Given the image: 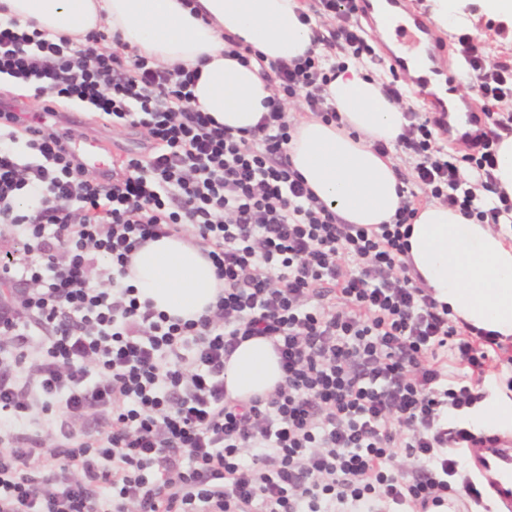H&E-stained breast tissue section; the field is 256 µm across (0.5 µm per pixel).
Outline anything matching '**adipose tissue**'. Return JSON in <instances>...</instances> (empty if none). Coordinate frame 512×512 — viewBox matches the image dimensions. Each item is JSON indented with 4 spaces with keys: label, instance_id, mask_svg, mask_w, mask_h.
Masks as SVG:
<instances>
[{
    "label": "adipose tissue",
    "instance_id": "adipose-tissue-1",
    "mask_svg": "<svg viewBox=\"0 0 512 512\" xmlns=\"http://www.w3.org/2000/svg\"><path fill=\"white\" fill-rule=\"evenodd\" d=\"M0 0L9 15L73 41L107 34L167 68L198 69L194 108L234 134L251 129L271 89L256 62L224 55V34L242 39L266 61L305 55L312 32L298 17L299 0ZM326 93L341 123L308 115L294 126L286 153L293 169L348 224L389 223L400 205L391 157L374 142H395L403 108L383 94L368 63L345 60ZM408 261L423 288L448 306L452 319L512 338V226L494 228L438 203L419 207ZM140 301L171 318L198 319L224 286L191 235L162 237L136 250L125 277ZM283 372L270 340L243 341L224 369L229 398L272 392Z\"/></svg>",
    "mask_w": 512,
    "mask_h": 512
}]
</instances>
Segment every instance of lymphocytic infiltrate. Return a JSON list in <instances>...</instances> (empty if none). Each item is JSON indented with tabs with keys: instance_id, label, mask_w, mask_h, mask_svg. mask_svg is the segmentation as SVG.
Masks as SVG:
<instances>
[{
	"instance_id": "f902f5d3",
	"label": "lymphocytic infiltrate",
	"mask_w": 512,
	"mask_h": 512,
	"mask_svg": "<svg viewBox=\"0 0 512 512\" xmlns=\"http://www.w3.org/2000/svg\"><path fill=\"white\" fill-rule=\"evenodd\" d=\"M357 10L300 11L321 51L260 64L273 94L241 136L191 107L198 71L0 19V75L149 139L94 174L66 148L71 128L32 126L0 99V223L37 255L0 254V512H429L456 486L480 501L449 453L473 433L452 420L483 400L502 344L413 281L406 240L420 192L481 222L512 215L493 175L512 134L495 115L512 102V56L490 60L485 42L456 35L493 123L469 139L475 181L435 147L436 122L406 109L396 143L375 149L410 160L413 190L390 223L347 224L293 170L286 104L337 120L332 61L381 64ZM187 231L224 292L183 321L140 304L121 277L142 244ZM250 337L272 340L284 381L241 403L226 397L224 362ZM397 445L412 472L396 466Z\"/></svg>"
}]
</instances>
